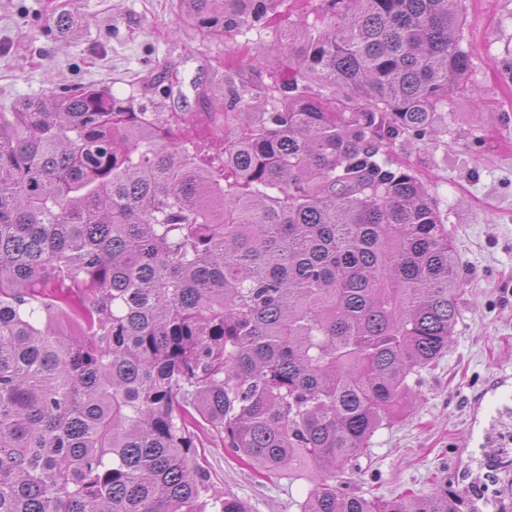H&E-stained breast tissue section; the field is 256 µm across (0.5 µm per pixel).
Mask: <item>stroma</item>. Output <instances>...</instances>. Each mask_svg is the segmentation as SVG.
Here are the masks:
<instances>
[{
    "label": "stroma",
    "mask_w": 512,
    "mask_h": 512,
    "mask_svg": "<svg viewBox=\"0 0 512 512\" xmlns=\"http://www.w3.org/2000/svg\"><path fill=\"white\" fill-rule=\"evenodd\" d=\"M319 5L285 0L266 25L210 41L174 0H0V112L49 88L90 86L192 117L226 91V75L259 87L298 80L291 58L271 72L234 63L244 48H286L285 31L299 15L316 20ZM62 12L72 17L70 31L56 26ZM461 12L471 67L466 92L448 102L453 122L392 146L454 232L464 282L459 321L448 352L414 375L417 404L375 433L349 490L391 497L441 484L463 498L461 512H512L504 472L483 465L498 451L512 461V438L495 449L472 424L475 397L494 378L512 376V0H462ZM203 453L216 493H234L252 512H299L311 473L273 485L223 448L208 443Z\"/></svg>",
    "instance_id": "35a3bbf8"
}]
</instances>
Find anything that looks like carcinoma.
<instances>
[{"label":"carcinoma","mask_w":512,"mask_h":512,"mask_svg":"<svg viewBox=\"0 0 512 512\" xmlns=\"http://www.w3.org/2000/svg\"><path fill=\"white\" fill-rule=\"evenodd\" d=\"M274 2L176 8L222 39ZM320 2L284 33L305 83L255 102L228 75L190 121L108 88L0 112V512H250L207 436L315 471L300 512H459L347 485L459 319L455 236L384 147L463 88L461 0Z\"/></svg>","instance_id":"obj_1"}]
</instances>
